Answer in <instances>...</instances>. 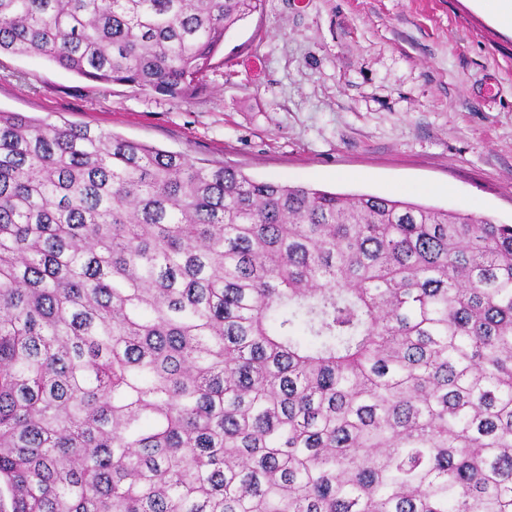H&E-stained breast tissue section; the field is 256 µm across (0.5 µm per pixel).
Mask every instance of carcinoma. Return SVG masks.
Listing matches in <instances>:
<instances>
[{"label":"carcinoma","mask_w":512,"mask_h":512,"mask_svg":"<svg viewBox=\"0 0 512 512\" xmlns=\"http://www.w3.org/2000/svg\"><path fill=\"white\" fill-rule=\"evenodd\" d=\"M260 0H0L172 99ZM11 512H512V224L0 110Z\"/></svg>","instance_id":"obj_1"}]
</instances>
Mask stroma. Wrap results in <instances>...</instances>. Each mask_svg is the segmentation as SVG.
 I'll use <instances>...</instances> for the list:
<instances>
[{"instance_id": "1", "label": "stroma", "mask_w": 512, "mask_h": 512, "mask_svg": "<svg viewBox=\"0 0 512 512\" xmlns=\"http://www.w3.org/2000/svg\"><path fill=\"white\" fill-rule=\"evenodd\" d=\"M0 109L512 224V36L467 0H261L189 99L2 53Z\"/></svg>"}]
</instances>
